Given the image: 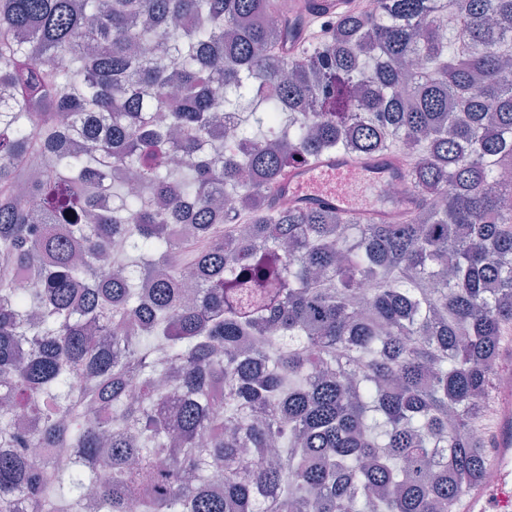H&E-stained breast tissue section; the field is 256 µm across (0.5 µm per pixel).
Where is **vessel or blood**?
<instances>
[{"label":"vessel or blood","instance_id":"b4317fda","mask_svg":"<svg viewBox=\"0 0 512 512\" xmlns=\"http://www.w3.org/2000/svg\"><path fill=\"white\" fill-rule=\"evenodd\" d=\"M363 0H279L290 16L299 20L280 49L294 58L302 54L312 27L324 19L353 13ZM405 162L395 153L357 156L336 153L290 167L273 190V199L288 197L294 206L326 208L342 212L358 222L393 223L414 202L413 196L398 201L354 200L343 189L348 175H356L375 190L403 179ZM490 446L484 454V476L459 495V512H512V390H494L486 408Z\"/></svg>","mask_w":512,"mask_h":512}]
</instances>
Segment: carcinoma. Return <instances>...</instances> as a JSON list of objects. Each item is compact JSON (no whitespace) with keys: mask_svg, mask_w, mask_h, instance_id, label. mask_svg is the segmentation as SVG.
<instances>
[{"mask_svg":"<svg viewBox=\"0 0 512 512\" xmlns=\"http://www.w3.org/2000/svg\"><path fill=\"white\" fill-rule=\"evenodd\" d=\"M296 24L0 0V512H455L482 476L512 0H372L290 60ZM390 150L416 196L394 224L272 200L290 166Z\"/></svg>","mask_w":512,"mask_h":512,"instance_id":"cac0c4a2","label":"carcinoma"}]
</instances>
